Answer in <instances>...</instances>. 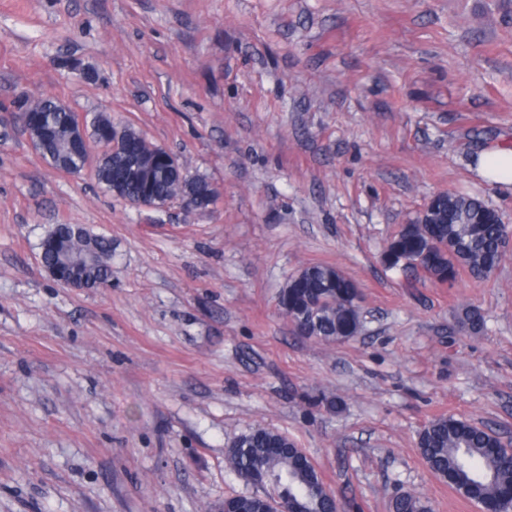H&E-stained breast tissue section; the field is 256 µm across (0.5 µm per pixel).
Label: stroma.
<instances>
[{"label":"stroma","mask_w":512,"mask_h":512,"mask_svg":"<svg viewBox=\"0 0 512 512\" xmlns=\"http://www.w3.org/2000/svg\"><path fill=\"white\" fill-rule=\"evenodd\" d=\"M29 93L134 125L220 198L138 208L0 126V512H218L258 426L361 512H479L417 440L455 415L512 441V249L451 289L383 251L448 190L512 225L479 164L512 145V0H0V113ZM57 224L111 238L109 285L45 273ZM314 263L360 289L349 341L280 310ZM458 323L462 329L479 334L485 329L486 317L479 306L467 305L458 314Z\"/></svg>","instance_id":"stroma-1"}]
</instances>
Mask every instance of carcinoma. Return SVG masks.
<instances>
[{
    "instance_id": "cac0c4a2",
    "label": "carcinoma",
    "mask_w": 512,
    "mask_h": 512,
    "mask_svg": "<svg viewBox=\"0 0 512 512\" xmlns=\"http://www.w3.org/2000/svg\"><path fill=\"white\" fill-rule=\"evenodd\" d=\"M18 110L29 115L26 130L37 140L43 157H51L66 169L82 170L80 147L69 140L67 121L56 101L48 96H22ZM111 116L100 113L90 124L89 137L107 140L112 135ZM129 152H109L95 168L98 182L117 187L121 198L134 201L149 196L161 202L189 198L197 210L215 203L216 188L205 178L173 176L165 162L167 150L152 144L135 127L123 126ZM447 205L433 214V222L413 219L387 244L383 261L437 283L454 286L467 275L475 280L489 277L501 264L505 224L498 211L459 192L444 193ZM96 252L94 264L84 268L86 287L106 283L112 275V239L86 227L57 224L42 242L41 262L65 268L70 258ZM359 291L352 279L331 264L303 268L301 276L288 279L279 306L296 334L323 343H342L358 335L362 326ZM461 328L481 333L486 317L480 307L467 305L458 314ZM420 455L433 474L450 488L495 512L512 509V445L493 431L470 421L439 416L418 434ZM229 469L245 484L259 486L272 476L278 487L281 512H336L339 503L303 449L288 436L264 427H252L226 449ZM221 512H265L259 497L236 494L224 499ZM392 512H428L413 495L392 500Z\"/></svg>"
}]
</instances>
